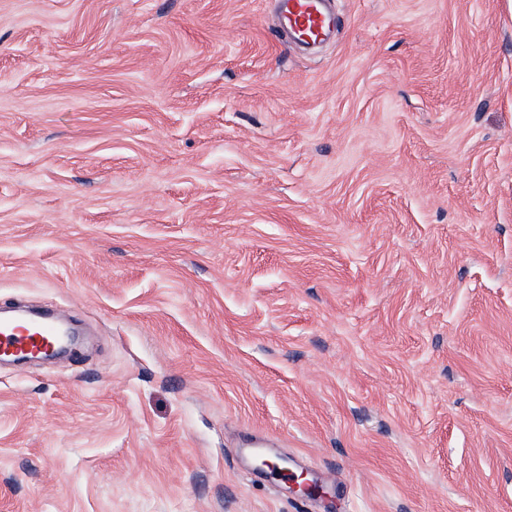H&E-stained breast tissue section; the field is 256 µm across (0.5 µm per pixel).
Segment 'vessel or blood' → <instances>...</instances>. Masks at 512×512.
I'll return each mask as SVG.
<instances>
[{"label": "vessel or blood", "mask_w": 512, "mask_h": 512, "mask_svg": "<svg viewBox=\"0 0 512 512\" xmlns=\"http://www.w3.org/2000/svg\"><path fill=\"white\" fill-rule=\"evenodd\" d=\"M282 30L309 45L324 43L336 26L328 0H276ZM57 334L56 321L24 310L0 311V353L47 350Z\"/></svg>", "instance_id": "vessel-or-blood-1"}]
</instances>
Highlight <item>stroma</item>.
Masks as SVG:
<instances>
[{"label":"stroma","mask_w":512,"mask_h":512,"mask_svg":"<svg viewBox=\"0 0 512 512\" xmlns=\"http://www.w3.org/2000/svg\"><path fill=\"white\" fill-rule=\"evenodd\" d=\"M333 4L0 0V512H512V0ZM274 1L278 4L281 29L306 45L324 43L336 26V18L327 8L329 0ZM58 323L46 315L4 309L0 315V353L47 350L57 334Z\"/></svg>","instance_id":"stroma-1"}]
</instances>
